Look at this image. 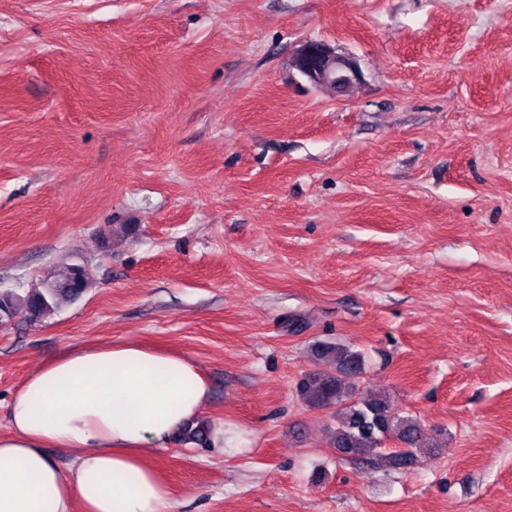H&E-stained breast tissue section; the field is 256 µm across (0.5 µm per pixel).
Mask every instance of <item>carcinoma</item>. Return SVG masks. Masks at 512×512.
Returning a JSON list of instances; mask_svg holds the SVG:
<instances>
[{"label":"carcinoma","instance_id":"carcinoma-1","mask_svg":"<svg viewBox=\"0 0 512 512\" xmlns=\"http://www.w3.org/2000/svg\"><path fill=\"white\" fill-rule=\"evenodd\" d=\"M91 286L87 266L66 265L52 279L24 294L0 293V324L16 311H24L33 320L52 314L63 302L79 298ZM314 352L325 368L304 378L298 388L302 401L311 408L333 410L336 430L331 444L348 458L374 459L386 466L404 469L426 450L421 422L410 415L398 414L381 393L358 396L357 382L365 372L364 355L339 342L317 341ZM390 435L399 448L382 451L383 437Z\"/></svg>","mask_w":512,"mask_h":512}]
</instances>
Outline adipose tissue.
I'll return each mask as SVG.
<instances>
[{"instance_id": "adipose-tissue-1", "label": "adipose tissue", "mask_w": 512, "mask_h": 512, "mask_svg": "<svg viewBox=\"0 0 512 512\" xmlns=\"http://www.w3.org/2000/svg\"><path fill=\"white\" fill-rule=\"evenodd\" d=\"M208 382L184 355L134 342L89 345L25 379L0 433V512H169L171 487L147 463L203 413ZM71 453L60 468L48 446Z\"/></svg>"}]
</instances>
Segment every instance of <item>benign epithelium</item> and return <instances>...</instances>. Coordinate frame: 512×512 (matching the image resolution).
I'll return each instance as SVG.
<instances>
[{"mask_svg":"<svg viewBox=\"0 0 512 512\" xmlns=\"http://www.w3.org/2000/svg\"><path fill=\"white\" fill-rule=\"evenodd\" d=\"M296 70L293 78L313 85L323 82L336 84V91L344 92L352 83L363 81L364 74L358 61L324 40H310L301 45L291 60Z\"/></svg>","mask_w":512,"mask_h":512,"instance_id":"7a95c632","label":"benign epithelium"}]
</instances>
